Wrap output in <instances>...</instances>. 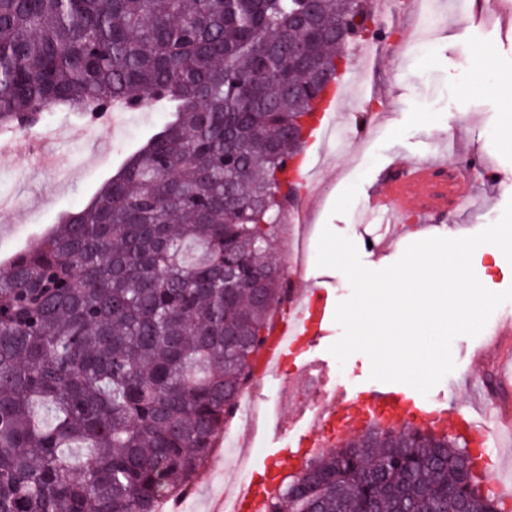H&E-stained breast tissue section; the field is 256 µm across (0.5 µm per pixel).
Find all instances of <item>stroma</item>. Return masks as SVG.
<instances>
[{"label": "stroma", "mask_w": 512, "mask_h": 512, "mask_svg": "<svg viewBox=\"0 0 512 512\" xmlns=\"http://www.w3.org/2000/svg\"><path fill=\"white\" fill-rule=\"evenodd\" d=\"M414 26V16L406 11L386 14L383 27L373 30L381 46L379 57L371 62L380 103L371 105L365 93L354 94L337 118L346 127L373 112L380 119L362 143H350L346 154L328 156L307 209L315 231L327 226L349 238L363 265L372 270L396 263L405 246L418 240L403 228L400 245L385 255L367 245L368 238L383 237V224L370 220L368 203L372 194L384 192L381 175L394 159L412 164L448 155L465 176L473 160L491 164L492 178L474 185V205L442 216L432 235L477 234L498 221L512 201V190L500 188L501 183H512V150L497 144L500 131L512 126V19L495 17L486 0H470L465 13L449 18L435 44L412 42ZM479 79L488 83V90L475 89ZM49 121L53 132L38 128L17 134L12 164L0 165V200L6 202L0 207L1 264L46 234L62 212L87 206L124 157L162 125L164 115L154 108L130 112L119 130L102 129L91 138L81 135L71 113H52ZM39 149L69 159L67 180L35 168ZM342 334V327L332 324L330 334L316 346L299 345L298 358L324 360L342 385L365 393L379 388V381L370 377L365 353H354L342 363L330 353ZM482 341L479 335L454 338L455 368L429 391L430 402L452 411L470 399L491 397L496 411L512 413V383L499 380L493 361L483 364L480 376L471 373L469 355ZM237 482L236 469L224 460L223 444H216L184 499L187 512H209L212 501Z\"/></svg>", "instance_id": "obj_1"}]
</instances>
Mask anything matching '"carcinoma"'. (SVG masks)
I'll list each match as a JSON object with an SVG mask.
<instances>
[{
  "instance_id": "carcinoma-1",
  "label": "carcinoma",
  "mask_w": 512,
  "mask_h": 512,
  "mask_svg": "<svg viewBox=\"0 0 512 512\" xmlns=\"http://www.w3.org/2000/svg\"><path fill=\"white\" fill-rule=\"evenodd\" d=\"M366 19L365 0H0V127L170 108L90 205L0 266V512H156L191 489L281 302L313 70L347 66ZM302 38L312 69L288 53ZM467 458L376 424L282 477L268 512H500Z\"/></svg>"
}]
</instances>
